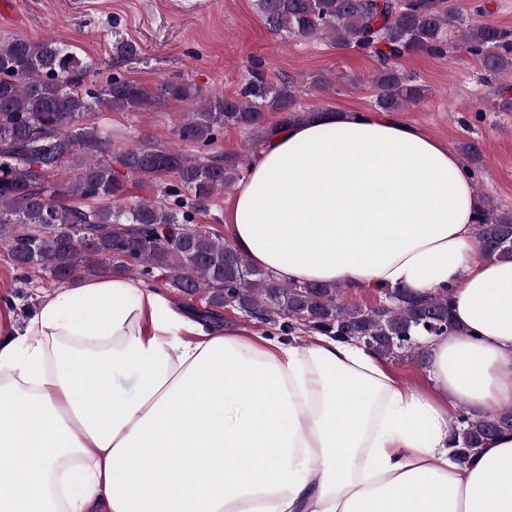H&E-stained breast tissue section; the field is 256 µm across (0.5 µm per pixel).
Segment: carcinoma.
Returning <instances> with one entry per match:
<instances>
[{
    "label": "carcinoma",
    "instance_id": "1",
    "mask_svg": "<svg viewBox=\"0 0 512 512\" xmlns=\"http://www.w3.org/2000/svg\"><path fill=\"white\" fill-rule=\"evenodd\" d=\"M256 7L274 35L327 39L339 50L373 54L375 105L382 112H401L424 99L426 89L401 71L398 60L446 53L451 31L488 76L512 75V33L463 25L449 0H257ZM158 92L190 105L172 135L202 149L226 126L246 130L263 146L279 129L314 115L298 106L293 80L270 82L260 63L250 66L236 97L203 99L200 88L183 81H169ZM153 102L144 87L125 78L97 85L92 66L68 44L0 38V241L9 245L16 268L37 267L58 282L134 267L148 281L166 274L182 295L205 300L199 318L232 307L283 332L298 327L352 339L393 359H420L417 337L454 332L448 293L416 299L392 289L381 292V307H348L340 301V285L276 283L224 237L194 225L193 214L206 212L216 193L239 180L235 158L190 157L147 144L114 158L108 136L85 121L100 107L146 112ZM267 112L280 114L279 120L266 123ZM80 152L84 162L72 175L69 159ZM114 162L146 179L175 174L169 202L126 204ZM475 227L487 255L512 260L511 209L485 204ZM505 430H512V411L476 420L459 412L454 461L464 464L471 451Z\"/></svg>",
    "mask_w": 512,
    "mask_h": 512
}]
</instances>
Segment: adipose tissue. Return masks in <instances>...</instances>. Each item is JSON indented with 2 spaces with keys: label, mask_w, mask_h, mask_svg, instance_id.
Listing matches in <instances>:
<instances>
[{
  "label": "adipose tissue",
  "mask_w": 512,
  "mask_h": 512,
  "mask_svg": "<svg viewBox=\"0 0 512 512\" xmlns=\"http://www.w3.org/2000/svg\"><path fill=\"white\" fill-rule=\"evenodd\" d=\"M479 206L461 160L396 114L319 110L226 217L277 283L450 292L429 395L355 341L192 320L129 275L59 290L21 332L0 303V512H512L511 431L450 458L456 405L512 410V261L483 253Z\"/></svg>",
  "instance_id": "adipose-tissue-1"
}]
</instances>
